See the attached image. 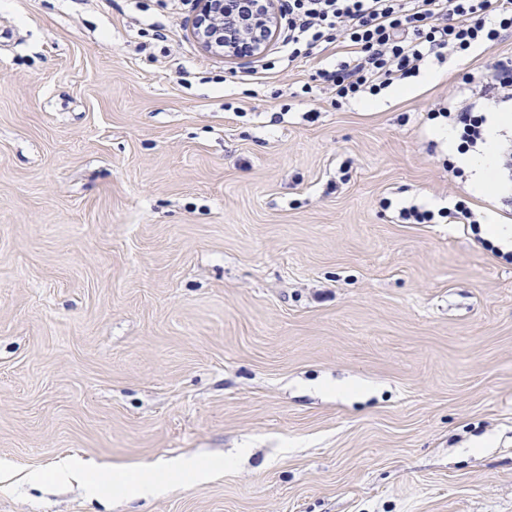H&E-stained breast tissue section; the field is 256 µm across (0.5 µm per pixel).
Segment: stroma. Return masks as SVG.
I'll use <instances>...</instances> for the list:
<instances>
[{
	"mask_svg": "<svg viewBox=\"0 0 512 512\" xmlns=\"http://www.w3.org/2000/svg\"><path fill=\"white\" fill-rule=\"evenodd\" d=\"M194 16L0 0V512H512V264L396 220L512 225L427 118L512 34L339 104L332 52L255 80ZM199 452L223 478L132 501L31 479ZM469 198L455 196L448 202V207H443L437 212L418 204L403 205L398 209V219L404 224H430L440 223L436 220L445 219L448 224H463L476 235L479 233L480 224H484V216L473 207ZM484 231L487 237L494 242H502L512 249V225L497 224L495 215L489 213Z\"/></svg>",
	"mask_w": 512,
	"mask_h": 512,
	"instance_id": "obj_1",
	"label": "stroma"
}]
</instances>
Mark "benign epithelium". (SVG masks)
Here are the masks:
<instances>
[{
	"label": "benign epithelium",
	"instance_id": "benign-epithelium-1",
	"mask_svg": "<svg viewBox=\"0 0 512 512\" xmlns=\"http://www.w3.org/2000/svg\"><path fill=\"white\" fill-rule=\"evenodd\" d=\"M275 0H196L193 35L201 48L226 57L261 54L281 16Z\"/></svg>",
	"mask_w": 512,
	"mask_h": 512
}]
</instances>
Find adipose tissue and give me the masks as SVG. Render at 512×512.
Listing matches in <instances>:
<instances>
[{
    "label": "adipose tissue",
    "instance_id": "1",
    "mask_svg": "<svg viewBox=\"0 0 512 512\" xmlns=\"http://www.w3.org/2000/svg\"><path fill=\"white\" fill-rule=\"evenodd\" d=\"M223 474V464L198 457L165 459L135 469L118 464L92 466L65 457L57 462L52 476L61 482L84 484L92 495L101 490H113L130 492L139 498L174 490L187 478L203 484L219 479Z\"/></svg>",
    "mask_w": 512,
    "mask_h": 512
}]
</instances>
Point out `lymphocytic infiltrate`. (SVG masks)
<instances>
[{
    "mask_svg": "<svg viewBox=\"0 0 512 512\" xmlns=\"http://www.w3.org/2000/svg\"><path fill=\"white\" fill-rule=\"evenodd\" d=\"M280 11L287 61L342 44L343 60L315 74L340 101L378 95L418 76L431 59L462 55L512 33V0H281ZM463 83L459 94L431 116L456 131L459 153L493 150L512 181V141L491 143L488 131L489 112L512 106V63L496 62L485 72L464 77ZM398 218L404 224L442 219L474 232L484 221L472 202L461 197L435 211L405 205Z\"/></svg>",
    "mask_w": 512,
    "mask_h": 512,
    "instance_id": "f902f5d3",
    "label": "lymphocytic infiltrate"
}]
</instances>
